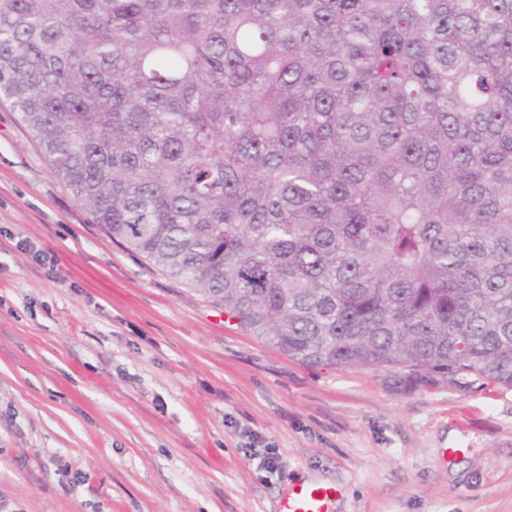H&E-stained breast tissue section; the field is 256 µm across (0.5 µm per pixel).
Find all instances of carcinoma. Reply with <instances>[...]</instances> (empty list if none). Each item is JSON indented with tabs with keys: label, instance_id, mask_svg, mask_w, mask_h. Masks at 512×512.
Segmentation results:
<instances>
[{
	"label": "carcinoma",
	"instance_id": "cac0c4a2",
	"mask_svg": "<svg viewBox=\"0 0 512 512\" xmlns=\"http://www.w3.org/2000/svg\"><path fill=\"white\" fill-rule=\"evenodd\" d=\"M0 99L288 358L512 388V0H0Z\"/></svg>",
	"mask_w": 512,
	"mask_h": 512
}]
</instances>
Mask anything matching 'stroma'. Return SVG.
Segmentation results:
<instances>
[{
  "label": "stroma",
  "mask_w": 512,
  "mask_h": 512,
  "mask_svg": "<svg viewBox=\"0 0 512 512\" xmlns=\"http://www.w3.org/2000/svg\"><path fill=\"white\" fill-rule=\"evenodd\" d=\"M305 480L512 512V388L288 359L92 224L0 100V512H278Z\"/></svg>",
  "instance_id": "stroma-1"
}]
</instances>
